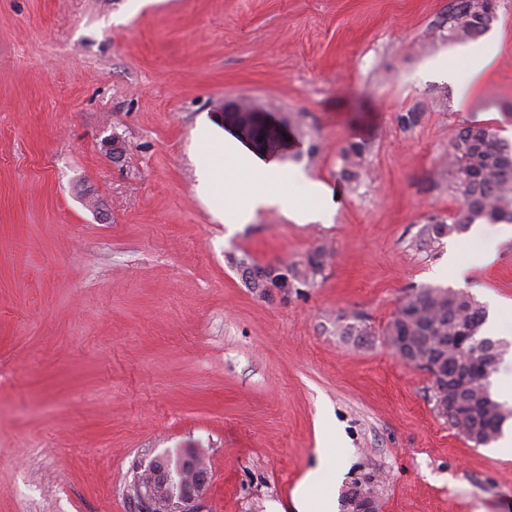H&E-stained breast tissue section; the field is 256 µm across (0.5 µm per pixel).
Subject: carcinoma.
I'll list each match as a JSON object with an SVG mask.
<instances>
[{
	"label": "carcinoma",
	"instance_id": "cac0c4a2",
	"mask_svg": "<svg viewBox=\"0 0 512 512\" xmlns=\"http://www.w3.org/2000/svg\"><path fill=\"white\" fill-rule=\"evenodd\" d=\"M449 16V36L458 41L484 33L493 20L489 13L475 11L468 0H454ZM365 152L366 148L357 142L343 149V174L348 180L360 177ZM445 166L448 186L459 198L460 207L447 222L432 219L423 225L418 232L419 243H435L472 224H512V143L500 138L490 126L467 122L452 139ZM327 258L328 252L319 248L307 257L304 268L288 265L294 287L305 286L322 273ZM486 317L485 308L466 291L422 288L407 296L384 330L389 344H394L397 336L410 335L425 352L442 340L438 370L444 375L461 380L485 377L468 389V419L452 423L477 446L497 440L512 418V409L491 391L490 376L499 364L502 341L483 335ZM341 334L372 336L374 331L365 318L355 315L341 326Z\"/></svg>",
	"mask_w": 512,
	"mask_h": 512
}]
</instances>
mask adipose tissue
I'll return each mask as SVG.
<instances>
[{
	"label": "adipose tissue",
	"mask_w": 512,
	"mask_h": 512,
	"mask_svg": "<svg viewBox=\"0 0 512 512\" xmlns=\"http://www.w3.org/2000/svg\"><path fill=\"white\" fill-rule=\"evenodd\" d=\"M508 47L511 46L498 37L465 48L470 81L463 85L459 93L460 109H467L471 97L482 87L498 58ZM223 148L225 154L236 157L237 163L223 171L208 170V186L216 192L223 190L225 183L229 182L234 185L236 193L243 196L241 203L225 209L224 222L227 226L249 223L257 211L269 207L278 208L300 224L318 221V213L308 207L302 196L290 190L289 173L273 163L254 164L233 142H224Z\"/></svg>",
	"instance_id": "obj_1"
}]
</instances>
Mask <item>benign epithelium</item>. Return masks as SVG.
<instances>
[{"instance_id": "obj_1", "label": "benign epithelium", "mask_w": 512, "mask_h": 512, "mask_svg": "<svg viewBox=\"0 0 512 512\" xmlns=\"http://www.w3.org/2000/svg\"><path fill=\"white\" fill-rule=\"evenodd\" d=\"M213 115L218 124L230 131L242 143L266 157H281L286 153V129L277 125L258 104L249 99H226ZM239 270L248 285L263 297L286 294L292 287L288 268L283 265L254 266L239 263ZM435 408L442 416L448 414V401L461 407L457 387L443 378L434 384ZM184 466L172 470L148 468L138 474L132 497L143 506L142 512H195L194 504L209 491V472L198 455L188 449L182 452ZM346 512H379L374 485L363 486L356 493L346 491Z\"/></svg>"}]
</instances>
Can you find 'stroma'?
I'll use <instances>...</instances> for the list:
<instances>
[{
    "label": "stroma",
    "instance_id": "1",
    "mask_svg": "<svg viewBox=\"0 0 512 512\" xmlns=\"http://www.w3.org/2000/svg\"><path fill=\"white\" fill-rule=\"evenodd\" d=\"M449 4L0 0V512H139L135 472L187 448L211 478L197 512H297L313 472L336 498L384 476L380 512H506L512 457L450 426L381 334L456 254L507 344L492 391L512 395V238L490 263L472 231L417 238L460 206L440 167L457 129L512 140V52L454 108ZM230 97L291 120L281 164L324 222L268 209L228 231L201 175L224 154L199 133L226 137L211 114ZM320 247L323 273L283 296L237 268ZM355 314L373 337L341 334ZM324 417L343 437L327 455ZM366 148L357 142H351L343 149V174L349 181H357L360 177V169Z\"/></svg>",
    "mask_w": 512,
    "mask_h": 512
}]
</instances>
